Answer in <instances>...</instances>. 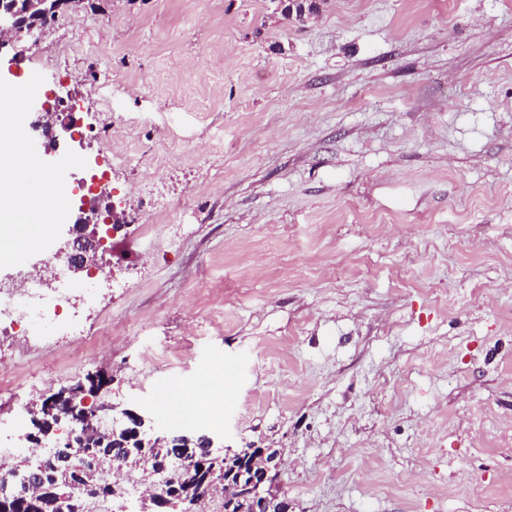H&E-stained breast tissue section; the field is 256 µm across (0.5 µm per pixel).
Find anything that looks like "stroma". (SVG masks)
<instances>
[{
  "instance_id": "obj_1",
  "label": "stroma",
  "mask_w": 512,
  "mask_h": 512,
  "mask_svg": "<svg viewBox=\"0 0 512 512\" xmlns=\"http://www.w3.org/2000/svg\"><path fill=\"white\" fill-rule=\"evenodd\" d=\"M83 0L0 49L22 129L73 95L129 148L100 210L112 398L223 375L231 448L281 451L289 512H512V0ZM51 391L66 345L21 346Z\"/></svg>"
}]
</instances>
